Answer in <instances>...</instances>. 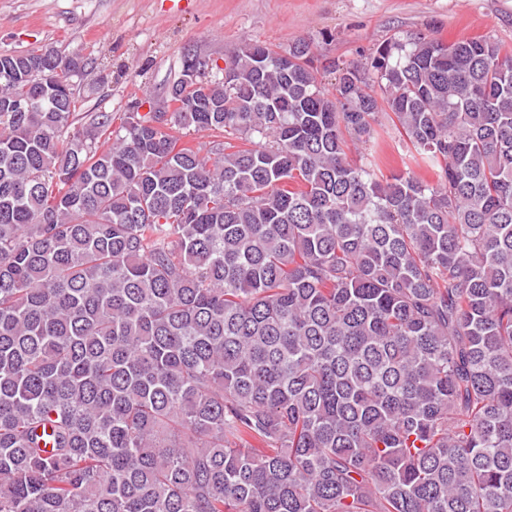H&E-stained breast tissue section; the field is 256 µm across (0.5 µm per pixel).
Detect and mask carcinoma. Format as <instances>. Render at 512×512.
<instances>
[{
    "mask_svg": "<svg viewBox=\"0 0 512 512\" xmlns=\"http://www.w3.org/2000/svg\"><path fill=\"white\" fill-rule=\"evenodd\" d=\"M201 67L0 50V512H512V53ZM385 124L389 130V134L383 133L378 129L380 136L377 137L374 149H383L385 159L381 169L385 176H389L390 174L400 172L404 167L400 158L402 151L398 143V137L394 131L391 130L389 122L385 121Z\"/></svg>",
    "mask_w": 512,
    "mask_h": 512,
    "instance_id": "carcinoma-1",
    "label": "carcinoma"
}]
</instances>
